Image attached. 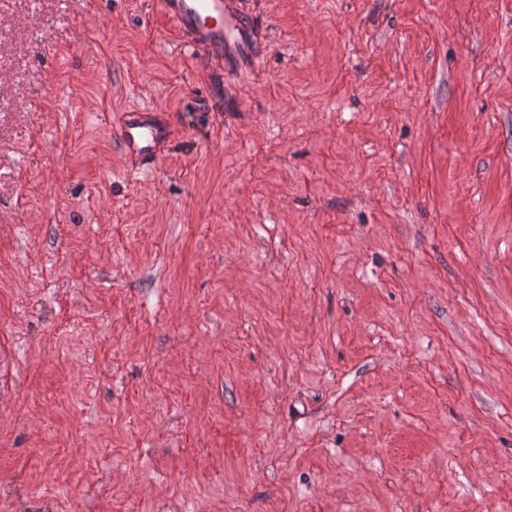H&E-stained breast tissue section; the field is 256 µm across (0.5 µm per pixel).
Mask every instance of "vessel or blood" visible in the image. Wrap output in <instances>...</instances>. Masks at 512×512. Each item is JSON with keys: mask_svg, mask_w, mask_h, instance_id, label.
I'll use <instances>...</instances> for the list:
<instances>
[{"mask_svg": "<svg viewBox=\"0 0 512 512\" xmlns=\"http://www.w3.org/2000/svg\"><path fill=\"white\" fill-rule=\"evenodd\" d=\"M162 7L174 29L194 35L207 55L227 61L259 58L253 26L236 0H162ZM111 132L133 172L157 162L172 138L167 114L146 107H132L119 114Z\"/></svg>", "mask_w": 512, "mask_h": 512, "instance_id": "1", "label": "vessel or blood"}]
</instances>
